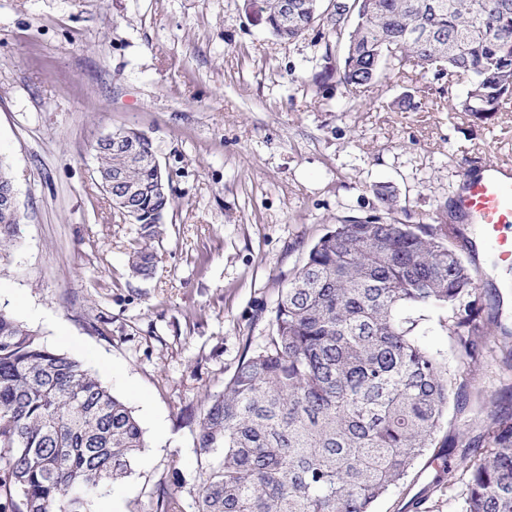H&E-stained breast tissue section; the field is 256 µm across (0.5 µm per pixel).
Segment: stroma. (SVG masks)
Returning a JSON list of instances; mask_svg holds the SVG:
<instances>
[{
	"label": "stroma",
	"mask_w": 512,
	"mask_h": 512,
	"mask_svg": "<svg viewBox=\"0 0 512 512\" xmlns=\"http://www.w3.org/2000/svg\"><path fill=\"white\" fill-rule=\"evenodd\" d=\"M322 53L317 30L278 41L246 0H0V161L21 216V245L0 262V309L83 362L142 427L114 512H150L162 484L193 512L205 400L264 346L313 244L343 220L383 215L376 185L397 191L392 220L428 224L476 161L512 171V109L475 121L452 109L465 82L442 80L425 108L403 112L419 73L386 70L351 94L322 79ZM125 128L151 139L172 177L148 279L129 272L138 227L113 209L90 152ZM464 230L502 332L475 368L446 311H426L419 341L448 367L450 422L438 460L375 512H416L421 495L427 512H459L462 487L441 482V455L481 435L476 391L512 412V261L480 225Z\"/></svg>",
	"instance_id": "stroma-1"
}]
</instances>
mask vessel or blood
Wrapping results in <instances>:
<instances>
[{"mask_svg": "<svg viewBox=\"0 0 512 512\" xmlns=\"http://www.w3.org/2000/svg\"><path fill=\"white\" fill-rule=\"evenodd\" d=\"M460 211L480 225L502 259L512 258V241L500 236L502 226L512 224V183L488 175L471 179L458 199Z\"/></svg>", "mask_w": 512, "mask_h": 512, "instance_id": "b4317fda", "label": "vessel or blood"}]
</instances>
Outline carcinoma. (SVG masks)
Returning a JSON list of instances; mask_svg holds the SVG:
<instances>
[{
  "instance_id": "1",
  "label": "carcinoma",
  "mask_w": 512,
  "mask_h": 512,
  "mask_svg": "<svg viewBox=\"0 0 512 512\" xmlns=\"http://www.w3.org/2000/svg\"><path fill=\"white\" fill-rule=\"evenodd\" d=\"M283 0H259L268 30L291 42L316 25L336 82L350 93L385 69L464 78L454 110L486 121L512 100V0H347L344 12L302 10L283 22ZM353 24H348V18ZM430 86L402 101L426 104ZM94 149L99 178L120 176L139 196L117 212L139 225L132 274L155 267L173 199L152 141ZM382 208L396 190L375 189ZM19 217L0 213V261L19 244ZM473 247L443 212L432 224L352 218L319 238L275 309L265 346L243 358L210 397L195 433L197 512H374L433 447L450 407L445 364L418 343L420 318L448 310V333L473 367L494 331L476 297ZM483 448L448 452V486L462 477L461 512H512V420L478 395ZM143 430L132 410L83 363L40 343L0 309V512H96L133 471ZM153 512H182L158 494Z\"/></svg>"
}]
</instances>
